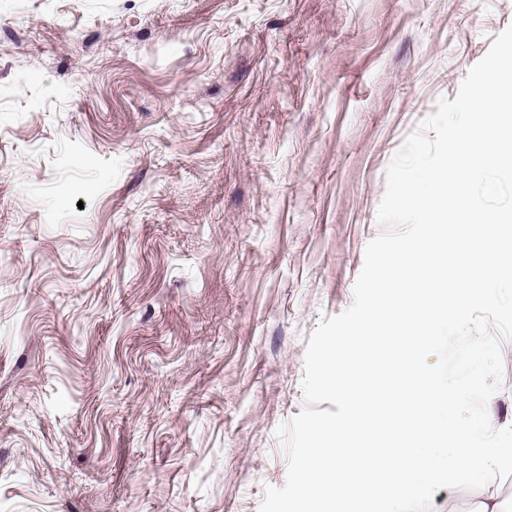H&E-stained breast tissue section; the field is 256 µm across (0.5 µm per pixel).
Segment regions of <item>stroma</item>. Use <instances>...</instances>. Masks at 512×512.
Wrapping results in <instances>:
<instances>
[{
  "label": "stroma",
  "mask_w": 512,
  "mask_h": 512,
  "mask_svg": "<svg viewBox=\"0 0 512 512\" xmlns=\"http://www.w3.org/2000/svg\"><path fill=\"white\" fill-rule=\"evenodd\" d=\"M511 25L512 0H0V512H258L391 160ZM432 503L512 512V476Z\"/></svg>",
  "instance_id": "stroma-1"
}]
</instances>
